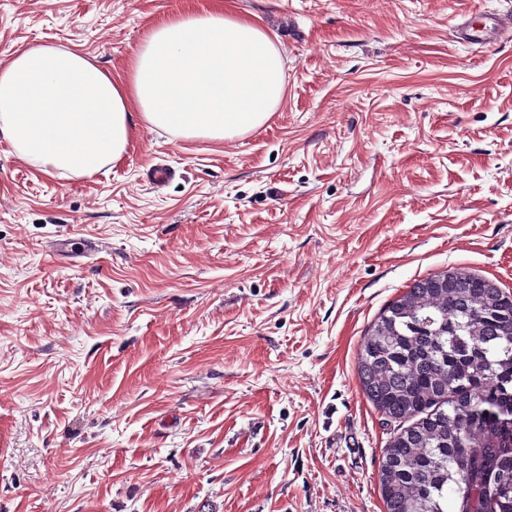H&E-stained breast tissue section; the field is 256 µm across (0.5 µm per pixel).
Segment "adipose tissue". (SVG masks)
Listing matches in <instances>:
<instances>
[{
  "label": "adipose tissue",
  "instance_id": "adipose-tissue-1",
  "mask_svg": "<svg viewBox=\"0 0 512 512\" xmlns=\"http://www.w3.org/2000/svg\"><path fill=\"white\" fill-rule=\"evenodd\" d=\"M285 85L281 43L264 25L228 6L179 12L147 31L119 81L74 49L12 54L0 66V137L39 172L91 176L123 158L141 125L179 140L255 131Z\"/></svg>",
  "mask_w": 512,
  "mask_h": 512
}]
</instances>
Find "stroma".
Returning <instances> with one entry per match:
<instances>
[{"label": "stroma", "instance_id": "obj_1", "mask_svg": "<svg viewBox=\"0 0 512 512\" xmlns=\"http://www.w3.org/2000/svg\"><path fill=\"white\" fill-rule=\"evenodd\" d=\"M213 4L0 0V60L50 43L120 78ZM233 7L285 49L262 128L142 126L68 178L0 139V512H385L361 343L438 273L512 295V42L452 29L512 0Z\"/></svg>", "mask_w": 512, "mask_h": 512}]
</instances>
